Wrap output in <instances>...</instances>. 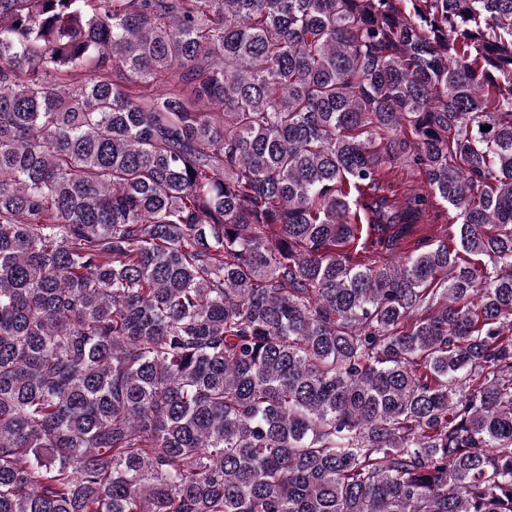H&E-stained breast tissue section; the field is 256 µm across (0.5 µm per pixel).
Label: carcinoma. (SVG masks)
I'll use <instances>...</instances> for the list:
<instances>
[{
	"label": "carcinoma",
	"mask_w": 512,
	"mask_h": 512,
	"mask_svg": "<svg viewBox=\"0 0 512 512\" xmlns=\"http://www.w3.org/2000/svg\"><path fill=\"white\" fill-rule=\"evenodd\" d=\"M0 512H512V0H0Z\"/></svg>",
	"instance_id": "obj_1"
}]
</instances>
